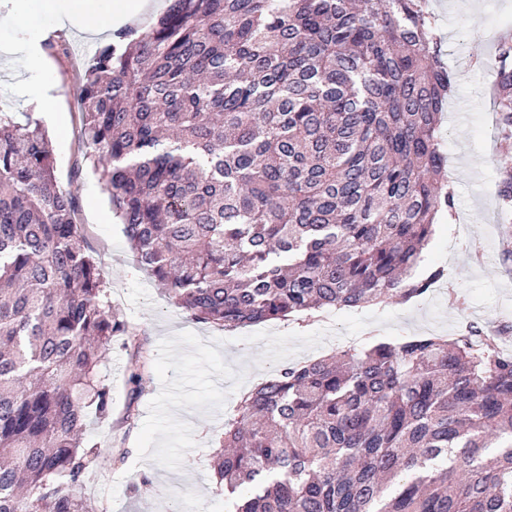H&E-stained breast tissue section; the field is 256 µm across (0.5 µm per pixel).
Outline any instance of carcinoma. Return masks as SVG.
Here are the masks:
<instances>
[{"label": "carcinoma", "mask_w": 512, "mask_h": 512, "mask_svg": "<svg viewBox=\"0 0 512 512\" xmlns=\"http://www.w3.org/2000/svg\"><path fill=\"white\" fill-rule=\"evenodd\" d=\"M494 71L512 139V38ZM454 74L428 0H170L97 48L76 90L83 159L173 304L224 328L407 302L452 217L437 118ZM0 109V512H99L75 492L112 417L101 356L131 353L34 112ZM512 207V158L499 161ZM508 321L286 363L245 395L214 462L230 512H512ZM494 448V456L488 449Z\"/></svg>", "instance_id": "cac0c4a2"}]
</instances>
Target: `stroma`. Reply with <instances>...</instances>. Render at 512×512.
Here are the masks:
<instances>
[{
  "label": "stroma",
  "instance_id": "obj_1",
  "mask_svg": "<svg viewBox=\"0 0 512 512\" xmlns=\"http://www.w3.org/2000/svg\"><path fill=\"white\" fill-rule=\"evenodd\" d=\"M44 0H0V103L30 112L32 87L50 88L54 110L43 124L59 183L78 199L83 243L97 258L112 306L145 337L152 383L137 403L132 429L90 424L101 454L79 495L107 512H227L212 454L241 396L280 365L317 359L374 338L453 336L467 324L512 321V223L498 204L500 144L494 136L492 74L475 58L494 52L492 31L512 27V0H430L457 93L442 116L441 134L454 180L456 213L436 225L424 266L447 267L440 292L407 303L333 309L304 321L269 322L235 330L201 323L171 304L165 287L137 261L97 175L81 161L76 88L108 33L57 29ZM40 51L41 67L25 62ZM129 356L113 346L100 365L112 390V413L127 403ZM128 449L124 464L113 451ZM149 485H141V476Z\"/></svg>",
  "mask_w": 512,
  "mask_h": 512
}]
</instances>
